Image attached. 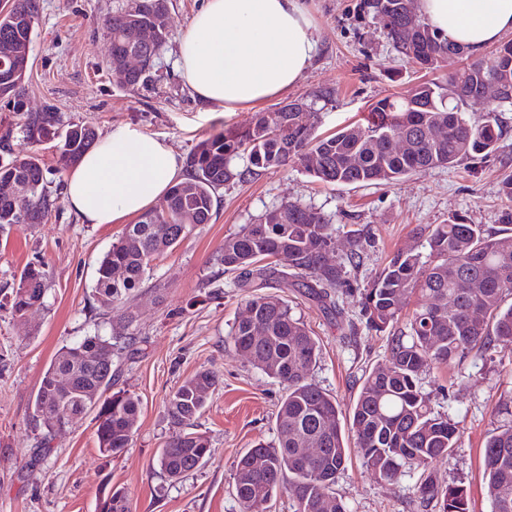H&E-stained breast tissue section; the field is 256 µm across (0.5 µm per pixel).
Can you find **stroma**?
<instances>
[{
  "label": "stroma",
  "mask_w": 512,
  "mask_h": 512,
  "mask_svg": "<svg viewBox=\"0 0 512 512\" xmlns=\"http://www.w3.org/2000/svg\"><path fill=\"white\" fill-rule=\"evenodd\" d=\"M358 0H305L316 29L312 65L295 86L263 104L269 112L302 100L317 110L319 131L336 132L362 120L379 99L412 95L426 75L388 44L380 24L362 21ZM39 11L27 74V107L53 105L63 120L93 124L99 134L130 124L165 139L188 157L202 139L227 127L246 126L244 108L225 112L198 101L183 84L176 51L205 0H171L169 39L152 85L131 92L108 69L111 41L104 19L113 0H38ZM18 115L0 104V134L9 133L12 155L42 156L47 187L63 195L52 143L31 144ZM512 175V135L486 159L436 168L389 185L343 187L313 181L299 167L269 169L216 192L210 223L197 227L172 253L158 260L144 287L126 302L135 315L137 341L120 361L118 389L138 396L142 410L130 448L116 457L98 448L95 413L75 420L42 446L32 422L33 398L57 351L83 336L110 334L112 317L93 294L103 255L123 234L121 224H83L66 205L47 223L0 232V297L19 284L25 267L44 263L50 279L45 305L13 317L0 306V512H100L114 491L131 512H240L232 493L235 461L253 444L276 441L280 385L226 345L245 298L235 278L218 271L225 237L286 201L321 210L336 229V253L348 249L346 233L362 230L364 261L351 270L352 288L366 285L398 250L421 246L420 230L459 216L470 224L500 228L507 201L500 192ZM295 315L320 341L311 379L349 410L365 367L384 361L385 342L358 320L355 302L327 312L300 288H284ZM218 372L221 384L199 420L214 454L179 482L167 480L158 452L171 434L167 395L195 371ZM462 442L451 464H435L438 477L463 483L472 512H491L482 469L484 445L497 425L498 401L512 397V342L497 343L489 356L469 357L434 369L425 380ZM417 472L377 481L352 456L335 485L348 512H425L414 489Z\"/></svg>",
  "instance_id": "obj_1"
}]
</instances>
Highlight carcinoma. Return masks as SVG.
<instances>
[{"label": "carcinoma", "instance_id": "carcinoma-1", "mask_svg": "<svg viewBox=\"0 0 512 512\" xmlns=\"http://www.w3.org/2000/svg\"><path fill=\"white\" fill-rule=\"evenodd\" d=\"M359 11L378 21L395 51L419 70L433 73L450 53L470 50L448 42L417 12L416 0H359ZM168 0H118L105 20L112 41L109 69L124 88L135 91L150 80L169 38ZM38 16L37 0H12L0 11V101L24 119L23 132L35 143L55 142L57 171L73 166L97 140L90 123H66L49 105L24 109L25 79ZM152 32L149 43L140 40ZM135 51L141 68H127ZM499 86L497 105L479 117L464 108L482 102L480 89ZM512 107V41L492 56L467 64L440 83L418 85L408 98L377 101L363 121L336 133H318V113L285 112L274 128L270 113H254L245 128H226L201 140L191 152L189 177L174 184L162 205L127 225L101 259L94 292L112 312L149 280L153 262L174 249L198 225L212 219L213 197L232 180H246L270 168L297 165L314 180L336 187L392 184L434 168H451L499 149L509 133L502 113ZM441 129L439 137L432 128ZM404 141L389 149L386 137ZM243 162L242 168L235 163ZM58 208L36 153L0 159V229L43 224ZM493 231L452 217L421 229L426 252L401 250L386 260L362 288L358 316L385 337L386 361L366 369L349 421L335 397L309 378L319 357L318 340L293 313L288 300L267 292L272 283L304 289L331 306L344 295L348 267L362 257L363 241L354 235L345 257L334 256V228L318 209L285 202L224 239L217 256L222 272H236L247 293L228 341L254 368L283 389L275 415L276 441L258 444L239 456L233 492L241 512H267L280 491L293 512H347L334 486L345 471L354 442L365 465L380 482L397 480L405 470L421 472L415 494L435 512H471L467 489L447 483L432 470L447 462L461 442L448 415L435 409L424 380L435 368L471 354L485 355L494 343L512 340V209ZM49 272L28 267L8 296L13 316L23 317L43 304ZM412 310L402 316L406 299ZM132 336L86 335L62 346L33 400V420L48 439L88 411L97 410L99 449L109 456L131 444L141 412L140 399L112 391L118 362L133 345ZM67 374L62 390L55 375ZM219 375L202 369L186 377L166 398L172 434L160 451L164 476L176 482L212 455L207 433L198 428ZM112 392L104 397L106 392ZM504 416L483 450V475L492 512H512V399L499 405ZM321 453L306 457V449Z\"/></svg>", "mask_w": 512, "mask_h": 512}]
</instances>
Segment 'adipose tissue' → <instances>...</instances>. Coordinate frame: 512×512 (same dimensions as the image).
<instances>
[{
	"label": "adipose tissue",
	"instance_id": "ef3b65f1",
	"mask_svg": "<svg viewBox=\"0 0 512 512\" xmlns=\"http://www.w3.org/2000/svg\"><path fill=\"white\" fill-rule=\"evenodd\" d=\"M449 42L481 52L512 32V0H418ZM318 40L303 0H205L178 44L177 69L192 94L235 112L294 86ZM186 177L165 140L120 125L65 176V203L85 224H119L147 211Z\"/></svg>",
	"mask_w": 512,
	"mask_h": 512
}]
</instances>
